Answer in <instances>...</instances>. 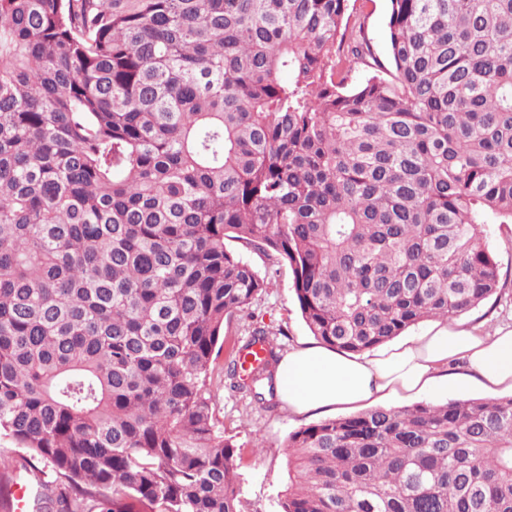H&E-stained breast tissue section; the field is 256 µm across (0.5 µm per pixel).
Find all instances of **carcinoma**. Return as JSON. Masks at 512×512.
<instances>
[{
	"mask_svg": "<svg viewBox=\"0 0 512 512\" xmlns=\"http://www.w3.org/2000/svg\"><path fill=\"white\" fill-rule=\"evenodd\" d=\"M0 0V459L33 512H241L211 385L287 264L308 331L383 346L499 293L512 0ZM367 74L354 85L352 73ZM233 388L273 405L278 346ZM282 512H512V397L288 437ZM366 32L374 54L386 65L390 64V51L387 41V26L391 11L389 0H372L367 3Z\"/></svg>",
	"mask_w": 512,
	"mask_h": 512,
	"instance_id": "obj_1",
	"label": "carcinoma"
}]
</instances>
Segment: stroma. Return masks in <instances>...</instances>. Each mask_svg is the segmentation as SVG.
<instances>
[{
	"instance_id": "1",
	"label": "stroma",
	"mask_w": 512,
	"mask_h": 512,
	"mask_svg": "<svg viewBox=\"0 0 512 512\" xmlns=\"http://www.w3.org/2000/svg\"><path fill=\"white\" fill-rule=\"evenodd\" d=\"M245 256L270 286L248 311L225 322L224 334L218 341L216 365L220 368L225 367L241 345L245 330L251 325L265 326L284 352L311 340L295 300L291 269L285 265L270 266L264 257L250 250ZM491 395V390L470 379L464 364L457 361L449 365L447 380L424 393L422 399L441 403ZM214 408L225 438L235 447L243 512H280V494L288 485V436L323 420V413L295 414L280 404L262 409L226 386L216 391Z\"/></svg>"
}]
</instances>
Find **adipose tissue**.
<instances>
[{"mask_svg": "<svg viewBox=\"0 0 512 512\" xmlns=\"http://www.w3.org/2000/svg\"><path fill=\"white\" fill-rule=\"evenodd\" d=\"M457 360L464 361L485 387L512 390V325L481 335L439 324L371 357L345 355L322 345L293 350L278 363L277 394L295 413L354 407L390 393L427 390Z\"/></svg>", "mask_w": 512, "mask_h": 512, "instance_id": "adipose-tissue-1", "label": "adipose tissue"}]
</instances>
